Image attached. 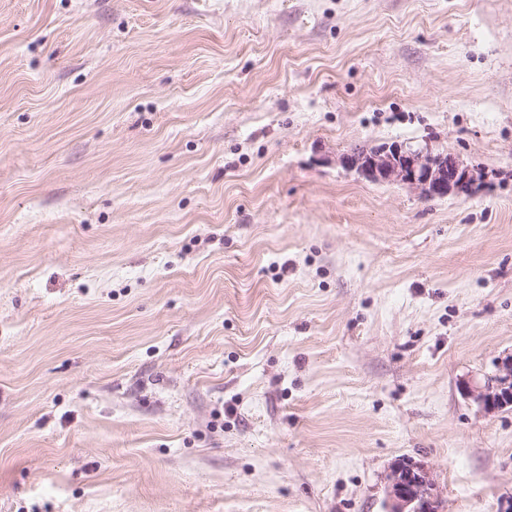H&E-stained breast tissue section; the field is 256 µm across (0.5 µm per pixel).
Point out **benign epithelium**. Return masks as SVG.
I'll list each match as a JSON object with an SVG mask.
<instances>
[{"instance_id":"7a95c632","label":"benign epithelium","mask_w":512,"mask_h":512,"mask_svg":"<svg viewBox=\"0 0 512 512\" xmlns=\"http://www.w3.org/2000/svg\"><path fill=\"white\" fill-rule=\"evenodd\" d=\"M340 164L373 182L411 185L425 199L468 194L480 178L479 169L454 152L433 153L399 142L355 148L342 154ZM464 393L486 414L512 407V355L498 362L485 381L465 384ZM387 497L388 512H436L439 505L428 470L411 459H400L392 466Z\"/></svg>"}]
</instances>
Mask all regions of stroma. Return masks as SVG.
Instances as JSON below:
<instances>
[{"label": "stroma", "instance_id": "stroma-1", "mask_svg": "<svg viewBox=\"0 0 512 512\" xmlns=\"http://www.w3.org/2000/svg\"><path fill=\"white\" fill-rule=\"evenodd\" d=\"M508 355L512 0H0V512H512ZM340 164L373 182L411 185L425 199L469 194L481 176L454 152L433 153L399 142L355 148L342 154ZM464 393L486 414L512 407V355L498 362L495 373L484 383H466ZM428 470L412 459H399L387 477V512H434L439 500Z\"/></svg>", "mask_w": 512, "mask_h": 512}]
</instances>
